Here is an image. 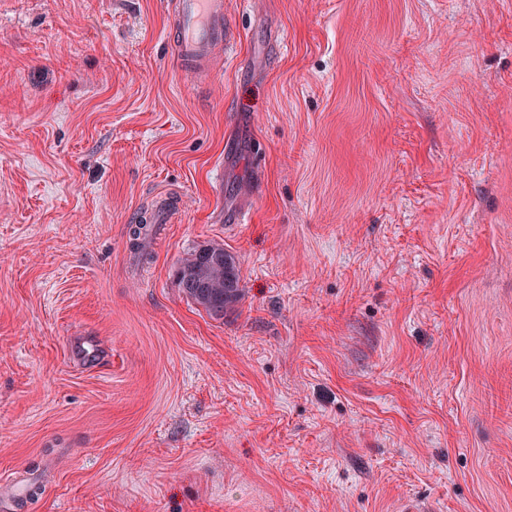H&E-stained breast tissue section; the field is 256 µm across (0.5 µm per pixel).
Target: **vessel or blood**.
I'll list each match as a JSON object with an SVG mask.
<instances>
[{"label": "vessel or blood", "instance_id": "obj_1", "mask_svg": "<svg viewBox=\"0 0 512 512\" xmlns=\"http://www.w3.org/2000/svg\"><path fill=\"white\" fill-rule=\"evenodd\" d=\"M171 20L182 70L197 78L206 76L214 51L228 40L224 0H173Z\"/></svg>", "mask_w": 512, "mask_h": 512}]
</instances>
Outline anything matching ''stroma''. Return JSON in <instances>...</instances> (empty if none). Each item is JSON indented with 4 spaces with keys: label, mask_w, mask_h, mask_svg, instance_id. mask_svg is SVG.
I'll return each instance as SVG.
<instances>
[{
    "label": "stroma",
    "mask_w": 512,
    "mask_h": 512,
    "mask_svg": "<svg viewBox=\"0 0 512 512\" xmlns=\"http://www.w3.org/2000/svg\"><path fill=\"white\" fill-rule=\"evenodd\" d=\"M224 16L197 79L169 0H0L15 512H512V0ZM218 251L224 257L219 265L214 261ZM195 271L203 278L191 276ZM176 277L184 295L216 320L224 318V309L234 307L240 294L239 269L222 247L195 250L179 266Z\"/></svg>",
    "instance_id": "obj_1"
}]
</instances>
